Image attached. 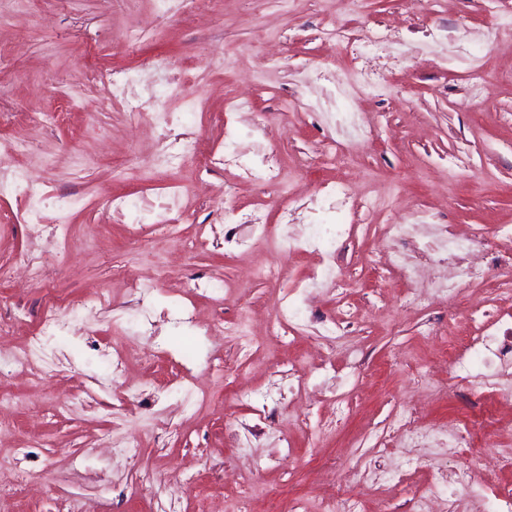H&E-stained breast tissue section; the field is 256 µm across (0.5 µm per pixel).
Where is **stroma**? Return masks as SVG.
<instances>
[{
    "instance_id": "1",
    "label": "stroma",
    "mask_w": 512,
    "mask_h": 512,
    "mask_svg": "<svg viewBox=\"0 0 512 512\" xmlns=\"http://www.w3.org/2000/svg\"><path fill=\"white\" fill-rule=\"evenodd\" d=\"M358 17L368 28L350 61L327 37L346 20V0H217L203 16L185 0L164 15L153 0H29L26 12L0 11V115L13 118L0 126V160L27 139L30 177L47 196L79 201L60 251L54 213L24 223L23 197L0 193V322L13 323L0 338V394L18 400L0 415V464L28 476L0 512H169L174 498L181 512H268L275 498L314 512L311 482L345 484L376 459L414 460L410 483L430 482V449L389 447L390 421L410 407L436 425L471 415L470 384L439 396L451 366L427 331L447 324L452 305L439 297L410 309L398 276L378 286L369 260L386 225H406L397 248L421 269L419 287L434 288L448 278L445 226L512 224V0H362ZM135 54L186 63L183 123L219 150L232 134L241 165L216 159L204 170L176 155L167 183L145 181L157 131L84 72L91 63L131 66ZM230 103L279 120L253 125L226 114ZM62 111L65 121H46ZM331 136L349 156L357 226L334 246L353 315L340 344L318 334L319 319L338 314L335 283L305 302L295 293L320 254L288 253L256 222L276 223L284 211L285 234L333 227L319 184L337 173L316 155ZM264 162L280 167V183L248 179L246 166ZM227 184L236 187V224L213 196ZM127 193L146 215L135 243L124 231L130 215L106 204ZM171 198L183 216L177 239L151 219ZM204 226L208 242L194 245ZM31 251L46 256L44 281L26 276ZM263 267L281 278H258ZM136 277L155 280L147 303L129 290ZM191 279L210 292L188 288ZM100 285L110 305L83 309L77 324L46 337L51 371L33 384L37 363L23 354L30 333ZM289 302L302 313L298 346L287 351L265 326ZM220 320L240 335L215 332ZM118 337L130 356L120 380ZM354 357L361 378L342 385ZM188 370L189 395L179 385ZM111 428L140 442L138 458L106 449ZM147 470L159 478L144 487ZM187 478L190 490L180 491Z\"/></svg>"
}]
</instances>
